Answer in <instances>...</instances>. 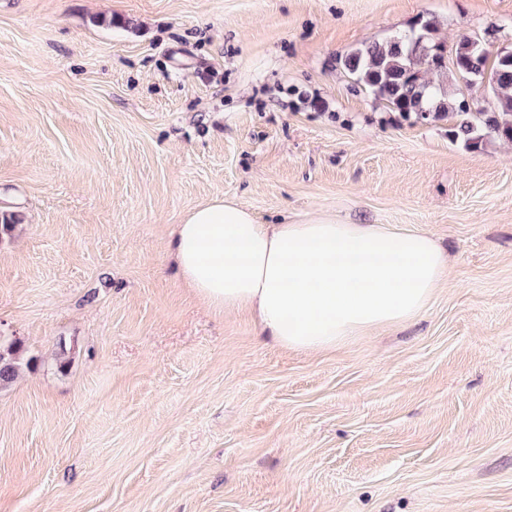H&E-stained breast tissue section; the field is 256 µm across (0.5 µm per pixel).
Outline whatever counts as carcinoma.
Returning <instances> with one entry per match:
<instances>
[{"label":"carcinoma","instance_id":"carcinoma-1","mask_svg":"<svg viewBox=\"0 0 512 512\" xmlns=\"http://www.w3.org/2000/svg\"><path fill=\"white\" fill-rule=\"evenodd\" d=\"M437 37L433 19H418L404 36L396 33L381 43L357 48L339 59L352 83L372 92L404 119L423 124L449 118L448 138L470 150L504 140L512 142V55L501 57L486 49L480 35L459 40L448 52V63L427 66L424 58ZM492 94L488 107L466 102L463 89L474 85ZM21 223L14 212L0 213V243L12 238ZM19 340H0V388L12 384L30 367Z\"/></svg>","mask_w":512,"mask_h":512}]
</instances>
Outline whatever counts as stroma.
Segmentation results:
<instances>
[{
	"label": "stroma",
	"mask_w": 512,
	"mask_h": 512,
	"mask_svg": "<svg viewBox=\"0 0 512 512\" xmlns=\"http://www.w3.org/2000/svg\"><path fill=\"white\" fill-rule=\"evenodd\" d=\"M512 0H0V512H512V142L409 123L338 60ZM228 199L261 224L424 233L414 319L304 353L172 266ZM31 359H26L19 340L0 339V388L12 384L24 368H29Z\"/></svg>",
	"instance_id": "obj_1"
}]
</instances>
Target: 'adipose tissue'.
<instances>
[{
	"mask_svg": "<svg viewBox=\"0 0 512 512\" xmlns=\"http://www.w3.org/2000/svg\"><path fill=\"white\" fill-rule=\"evenodd\" d=\"M172 257L210 308L249 309L277 344L309 353L413 319L446 269L425 234L397 236L331 217L260 224L227 199L176 226Z\"/></svg>",
	"mask_w": 512,
	"mask_h": 512,
	"instance_id": "ef3b65f1",
	"label": "adipose tissue"
}]
</instances>
